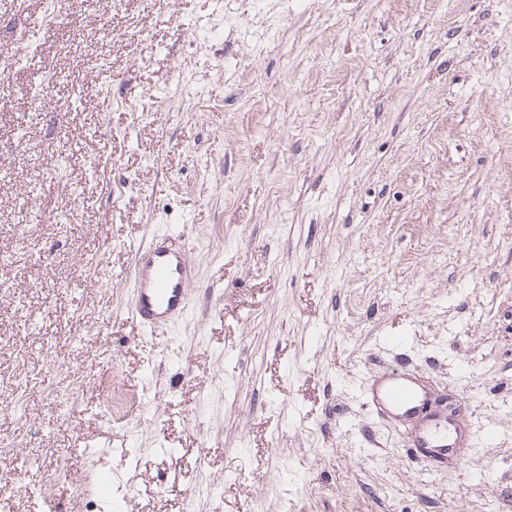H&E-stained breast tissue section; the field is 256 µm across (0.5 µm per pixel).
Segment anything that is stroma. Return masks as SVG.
Masks as SVG:
<instances>
[{
  "mask_svg": "<svg viewBox=\"0 0 512 512\" xmlns=\"http://www.w3.org/2000/svg\"><path fill=\"white\" fill-rule=\"evenodd\" d=\"M21 25L0 512H512V0H0ZM162 233L195 277L151 332ZM395 365L456 399L447 461L363 406ZM171 235L156 236L136 257L130 310L141 329H155L181 320L188 307L192 267Z\"/></svg>",
  "mask_w": 512,
  "mask_h": 512,
  "instance_id": "obj_1",
  "label": "stroma"
}]
</instances>
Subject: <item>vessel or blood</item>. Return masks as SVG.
<instances>
[{
    "label": "vessel or blood",
    "instance_id": "obj_1",
    "mask_svg": "<svg viewBox=\"0 0 512 512\" xmlns=\"http://www.w3.org/2000/svg\"><path fill=\"white\" fill-rule=\"evenodd\" d=\"M192 267L170 235L155 237L136 257L130 310L136 324L154 329L181 320L188 307ZM367 409L378 416L414 423L408 445L424 461L433 463L453 455L460 426L430 412L431 395L414 374L384 369L361 391Z\"/></svg>",
    "mask_w": 512,
    "mask_h": 512
}]
</instances>
